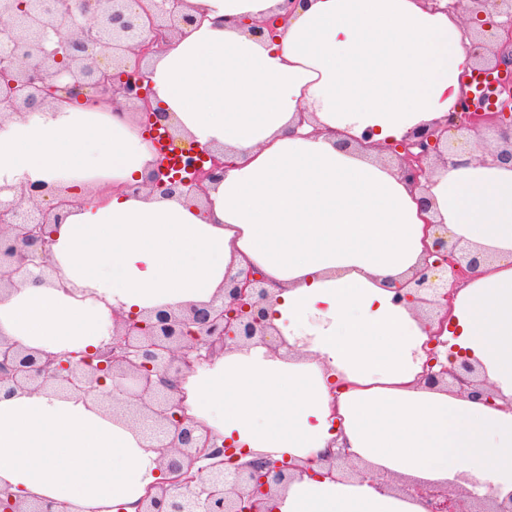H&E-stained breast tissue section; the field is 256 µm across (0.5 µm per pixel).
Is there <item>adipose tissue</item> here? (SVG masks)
<instances>
[{
  "instance_id": "obj_1",
  "label": "adipose tissue",
  "mask_w": 512,
  "mask_h": 512,
  "mask_svg": "<svg viewBox=\"0 0 512 512\" xmlns=\"http://www.w3.org/2000/svg\"><path fill=\"white\" fill-rule=\"evenodd\" d=\"M188 2L196 24L146 70L169 124L232 167L199 205L142 189L152 149L110 107L7 119L0 185L58 183L77 203L51 228L52 278L0 294V336L57 356L96 350L113 315L210 303L227 273L253 266L274 287V333L189 373L187 416L244 462L289 455L315 471L325 448H344L390 479L511 493L512 165L473 153L438 168L423 195L383 151L455 112L478 19L424 0H301L271 41L227 20L266 19L281 0ZM430 222L487 255L440 352L479 365L495 405L425 386V325L394 301L423 264ZM158 458L95 396L0 394V488L20 499L136 512L162 478ZM270 506L427 512L341 475L295 479Z\"/></svg>"
}]
</instances>
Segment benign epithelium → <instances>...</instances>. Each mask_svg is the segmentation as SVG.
Instances as JSON below:
<instances>
[{
  "label": "benign epithelium",
  "instance_id": "obj_1",
  "mask_svg": "<svg viewBox=\"0 0 512 512\" xmlns=\"http://www.w3.org/2000/svg\"><path fill=\"white\" fill-rule=\"evenodd\" d=\"M296 0H283L278 14L263 22L246 17L233 20L256 37L273 36L285 24ZM457 7L487 18L476 32L466 33L481 74L500 86V100L467 92L459 111L443 123L417 129L388 145L400 173L413 188L422 186L432 164H458L457 157L474 152L476 138L492 131L502 141L495 155L512 162V51L498 53L494 39L505 33L512 42V0H454ZM0 122L10 115L40 112L55 101L80 97L90 106L109 105L112 112L137 108L139 125L150 140H161L155 168L145 181L131 187L165 186L169 194L195 199L208 196V185L224 178L229 167L224 150L174 147L175 134L166 114L153 107L148 75L142 61L157 53L195 18L186 0H160L148 9L143 0H0ZM0 292L16 287L39 269L46 276L51 264L48 226L60 221L57 209L76 200L59 194L46 182L16 189L0 186ZM428 259L407 282L396 288V300L424 311L430 336L423 379L438 387L451 384L471 399L495 404L496 394L475 365L467 360L439 361L437 347L448 319L451 293L436 270L445 269L456 284L467 281L482 253L437 236L427 248ZM272 296L268 281L249 268L227 275L224 302L180 311L158 309L142 319L113 315L112 342L101 356L63 361L0 340V391L12 394L30 386L50 387L62 394H90L102 382L98 373H111L112 410L133 420L154 424L160 436L159 464L167 481L150 488L138 512H262L278 490L307 469L297 460L260 456L226 469L229 449L217 443L204 426L180 414L177 399L185 374L212 362L227 348L264 341L271 335L263 304ZM426 502L428 512H512V493L481 497L463 490L456 498L448 490L425 485H389Z\"/></svg>",
  "mask_w": 512,
  "mask_h": 512
}]
</instances>
